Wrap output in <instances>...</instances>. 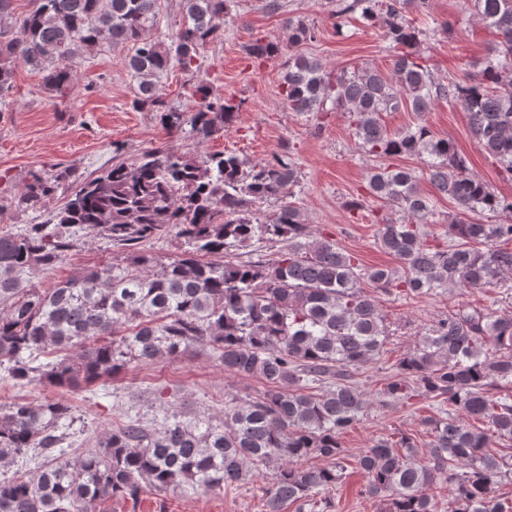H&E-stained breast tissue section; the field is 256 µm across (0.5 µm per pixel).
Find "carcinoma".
<instances>
[{
    "label": "carcinoma",
    "mask_w": 512,
    "mask_h": 512,
    "mask_svg": "<svg viewBox=\"0 0 512 512\" xmlns=\"http://www.w3.org/2000/svg\"><path fill=\"white\" fill-rule=\"evenodd\" d=\"M0 0V98L13 87L18 61L42 74L65 99L75 73L96 49L127 51L137 82L132 108L158 112L171 130L202 143L233 127L240 104L193 83L196 108L168 105L158 81L170 66L195 73L200 49L219 38L231 0H179L182 24L164 44L149 35L158 0H30L15 15ZM496 37L494 56L474 75L435 76L418 50L422 31L409 17L415 0H340L337 31L359 14L383 30L391 71L364 66L333 71L297 48L314 39L287 18L288 46L257 38L249 56L288 53L284 95L293 112L350 115L358 147L382 163L367 191L397 217L378 222L377 241L396 268L368 267L336 240L318 233L303 208L285 201L301 171L290 156L254 162L224 151L189 158L167 148L83 176L70 168L31 170L20 191L0 197V212L63 204L41 224L0 234V372L20 385L67 392L114 377L133 362L149 364L205 345L224 371L255 377L260 393L224 402L213 423L172 412L161 428L138 419L112 428L82 456L56 461L74 407L62 400L0 404V467L29 453L49 462L33 476L0 478V512H92L110 498L142 491H233L259 466L273 470L263 512L326 510L348 457L339 436L363 416L354 371L375 359L389 326L365 286L404 299L451 289L499 288L512 297V224L459 221L448 244L427 242L422 226L434 199L416 176L388 160L415 156L437 194L468 213L512 212L469 173L454 145L426 122L388 132L382 113L408 105L419 115L446 99L466 112L479 147L512 176V0H472ZM276 203L266 214L261 206ZM176 229L183 250L162 257L144 244ZM105 241L125 256L88 267L42 290L26 277L66 261L83 238ZM265 244L273 252L242 259L239 250ZM385 402L417 397L436 402L432 439L420 451L413 437L379 438L355 459L367 477L363 494L381 512H512V495L497 491L512 478V455L492 438L512 441V311L459 307L438 318L398 363ZM316 460L310 465L308 461Z\"/></svg>",
    "instance_id": "obj_1"
}]
</instances>
